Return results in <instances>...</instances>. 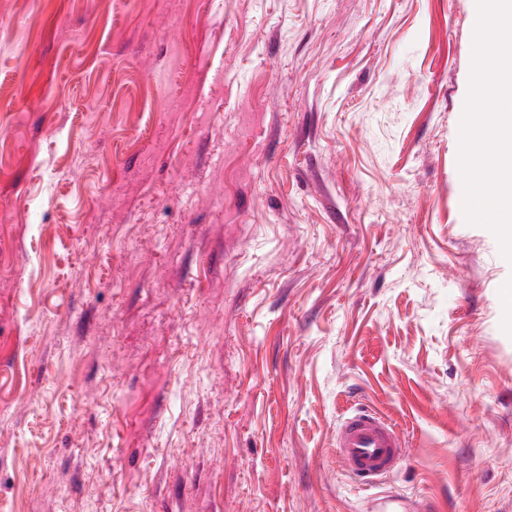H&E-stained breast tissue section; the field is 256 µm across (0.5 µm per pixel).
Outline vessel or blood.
<instances>
[{"mask_svg": "<svg viewBox=\"0 0 512 512\" xmlns=\"http://www.w3.org/2000/svg\"><path fill=\"white\" fill-rule=\"evenodd\" d=\"M407 443L398 423L369 408L345 414L336 432V459L340 469L359 485L375 487L389 479L407 455ZM427 503L401 501L392 496L368 499L364 512H426Z\"/></svg>", "mask_w": 512, "mask_h": 512, "instance_id": "vessel-or-blood-1", "label": "vessel or blood"}]
</instances>
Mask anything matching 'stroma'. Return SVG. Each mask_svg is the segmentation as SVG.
<instances>
[{"mask_svg":"<svg viewBox=\"0 0 512 512\" xmlns=\"http://www.w3.org/2000/svg\"><path fill=\"white\" fill-rule=\"evenodd\" d=\"M472 2L0 0V512H512ZM398 423L369 408L345 414L336 432L339 468L359 485L375 487L389 479L409 448ZM363 512H418L431 510L426 502L413 504L412 501H402L390 495L370 498L366 501Z\"/></svg>","mask_w":512,"mask_h":512,"instance_id":"stroma-1","label":"stroma"}]
</instances>
